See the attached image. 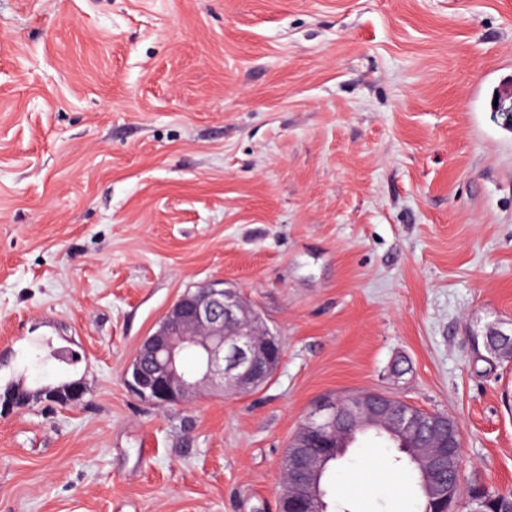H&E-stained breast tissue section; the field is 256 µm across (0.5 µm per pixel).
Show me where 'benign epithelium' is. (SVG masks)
Here are the masks:
<instances>
[{"label":"benign epithelium","instance_id":"benign-epithelium-1","mask_svg":"<svg viewBox=\"0 0 512 512\" xmlns=\"http://www.w3.org/2000/svg\"><path fill=\"white\" fill-rule=\"evenodd\" d=\"M261 325L237 289L222 280L204 283L181 295L158 328L142 340L125 369L124 384L140 400L159 408L183 404L202 382L221 387L227 395L248 394L268 382L282 360L279 336ZM186 349L197 354L190 373L180 365ZM81 395L82 383L71 381L43 389L40 399L66 407ZM30 400L22 392L8 394L0 398V408L24 407ZM370 427L384 431L402 448L436 439L434 470L451 472L455 459L462 457V429L456 420L444 426L416 407H397L393 398L380 392L328 396L318 402L289 444L288 469L294 473L295 489L289 497H279L278 512H288L291 500L300 512H308V503L324 504L322 475L329 462L345 453L355 432Z\"/></svg>","mask_w":512,"mask_h":512}]
</instances>
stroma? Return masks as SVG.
Segmentation results:
<instances>
[{"instance_id":"1","label":"stroma","mask_w":512,"mask_h":512,"mask_svg":"<svg viewBox=\"0 0 512 512\" xmlns=\"http://www.w3.org/2000/svg\"><path fill=\"white\" fill-rule=\"evenodd\" d=\"M512 0H0V512H276L314 404L380 391L457 420L463 484L512 488ZM283 343L259 389L164 409L123 381L189 288ZM81 355L45 360V342ZM359 437L338 512H418ZM82 395V383L71 381L56 387H47L40 393V399L47 405L66 407L72 405Z\"/></svg>"}]
</instances>
